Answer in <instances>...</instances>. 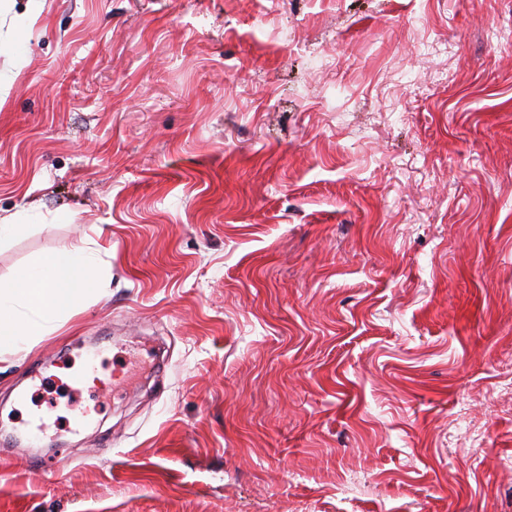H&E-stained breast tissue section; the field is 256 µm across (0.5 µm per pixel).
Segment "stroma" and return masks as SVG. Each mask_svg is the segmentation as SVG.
<instances>
[{
    "instance_id": "1",
    "label": "stroma",
    "mask_w": 512,
    "mask_h": 512,
    "mask_svg": "<svg viewBox=\"0 0 512 512\" xmlns=\"http://www.w3.org/2000/svg\"><path fill=\"white\" fill-rule=\"evenodd\" d=\"M1 69L0 283L99 291L0 353V512H512V0H45Z\"/></svg>"
}]
</instances>
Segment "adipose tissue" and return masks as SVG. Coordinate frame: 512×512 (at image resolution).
<instances>
[{
  "mask_svg": "<svg viewBox=\"0 0 512 512\" xmlns=\"http://www.w3.org/2000/svg\"><path fill=\"white\" fill-rule=\"evenodd\" d=\"M95 266L83 250L45 256L11 285H0V346L20 344L49 332L91 293Z\"/></svg>",
  "mask_w": 512,
  "mask_h": 512,
  "instance_id": "1",
  "label": "adipose tissue"
}]
</instances>
